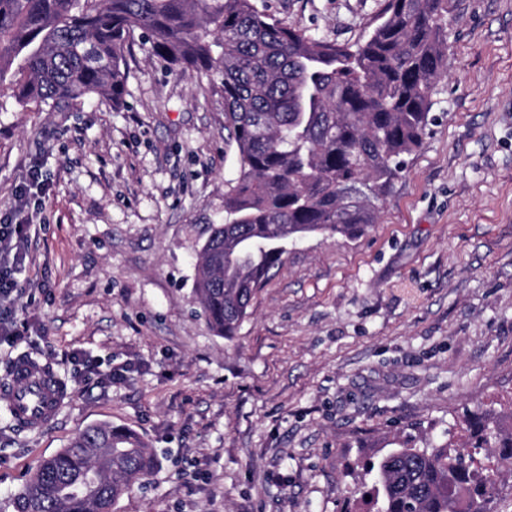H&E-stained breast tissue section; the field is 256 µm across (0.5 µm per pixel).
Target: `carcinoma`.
<instances>
[{"label":"carcinoma","instance_id":"cac0c4a2","mask_svg":"<svg viewBox=\"0 0 512 512\" xmlns=\"http://www.w3.org/2000/svg\"><path fill=\"white\" fill-rule=\"evenodd\" d=\"M162 66L218 73L224 129L238 174L224 223L198 255L194 295L213 329L232 336L254 289L286 245L317 233L355 239L431 124L447 74L448 0H386L378 23L346 45L315 39L254 0H0V81L21 104L61 108L127 94L135 37ZM464 441L420 448L407 438L366 468L372 512H491L497 474L512 469V431L476 407ZM495 448L488 463L479 449ZM154 454L134 431L91 425L44 460L14 512H117Z\"/></svg>","mask_w":512,"mask_h":512}]
</instances>
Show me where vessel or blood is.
Listing matches in <instances>:
<instances>
[{
	"label": "vessel or blood",
	"instance_id": "obj_1",
	"mask_svg": "<svg viewBox=\"0 0 512 512\" xmlns=\"http://www.w3.org/2000/svg\"><path fill=\"white\" fill-rule=\"evenodd\" d=\"M67 397V388L48 364L22 356L0 382V401L19 425L39 428L51 423Z\"/></svg>",
	"mask_w": 512,
	"mask_h": 512
}]
</instances>
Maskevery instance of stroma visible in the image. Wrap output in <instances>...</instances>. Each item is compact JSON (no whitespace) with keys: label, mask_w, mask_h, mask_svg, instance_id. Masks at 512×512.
<instances>
[{"label":"stroma","mask_w":512,"mask_h":512,"mask_svg":"<svg viewBox=\"0 0 512 512\" xmlns=\"http://www.w3.org/2000/svg\"><path fill=\"white\" fill-rule=\"evenodd\" d=\"M384 2L255 0L337 43ZM448 2L433 122L377 224L290 243L232 337L193 294L237 171L221 75L165 69L137 41L119 108L56 112L0 84V216L37 227L0 380L26 354L70 386L43 429L0 405V512L100 422L157 457L118 512H361L364 462L398 440L460 439L478 406L512 426V0ZM76 351L126 380H88Z\"/></svg>","instance_id":"obj_1"}]
</instances>
